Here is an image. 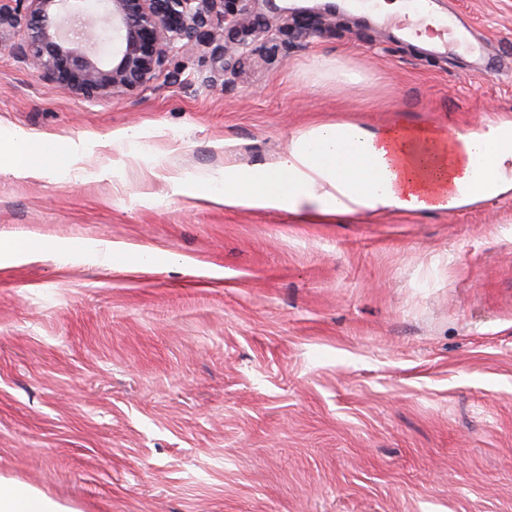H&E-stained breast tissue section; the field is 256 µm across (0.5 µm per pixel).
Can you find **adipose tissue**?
I'll use <instances>...</instances> for the list:
<instances>
[{
	"instance_id": "1",
	"label": "adipose tissue",
	"mask_w": 512,
	"mask_h": 512,
	"mask_svg": "<svg viewBox=\"0 0 512 512\" xmlns=\"http://www.w3.org/2000/svg\"><path fill=\"white\" fill-rule=\"evenodd\" d=\"M511 196L512 116H501L448 142L398 125L320 123L293 136L272 166L225 167L222 201L228 207L285 206L313 222H357L386 211L415 215ZM0 512L63 509L0 477Z\"/></svg>"
}]
</instances>
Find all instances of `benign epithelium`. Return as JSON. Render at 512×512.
Instances as JSON below:
<instances>
[{
  "label": "benign epithelium",
  "mask_w": 512,
  "mask_h": 512,
  "mask_svg": "<svg viewBox=\"0 0 512 512\" xmlns=\"http://www.w3.org/2000/svg\"><path fill=\"white\" fill-rule=\"evenodd\" d=\"M258 0H0V25L25 18L20 51L43 78L73 94L108 98L146 85L170 50L201 41L212 16L224 24V69L235 67L254 30L248 18ZM102 18L112 54L92 51L95 35L79 29L83 15Z\"/></svg>",
  "instance_id": "7a95c632"
}]
</instances>
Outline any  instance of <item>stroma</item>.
<instances>
[{"label":"stroma","instance_id":"stroma-1","mask_svg":"<svg viewBox=\"0 0 512 512\" xmlns=\"http://www.w3.org/2000/svg\"><path fill=\"white\" fill-rule=\"evenodd\" d=\"M433 2L512 58V0ZM258 11L234 70L217 21L106 99L0 27V244L28 243L0 266V476L69 512H512V197L356 224L216 201L318 122L512 115V69L326 0ZM20 132L40 175L6 161Z\"/></svg>","mask_w":512,"mask_h":512}]
</instances>
